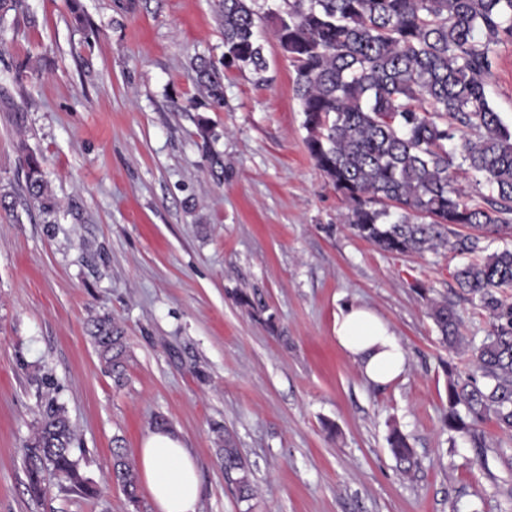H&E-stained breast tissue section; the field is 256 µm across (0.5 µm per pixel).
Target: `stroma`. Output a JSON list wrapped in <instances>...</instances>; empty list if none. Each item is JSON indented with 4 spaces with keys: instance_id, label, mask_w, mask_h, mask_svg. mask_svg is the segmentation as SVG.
Masks as SVG:
<instances>
[{
    "instance_id": "1",
    "label": "stroma",
    "mask_w": 512,
    "mask_h": 512,
    "mask_svg": "<svg viewBox=\"0 0 512 512\" xmlns=\"http://www.w3.org/2000/svg\"><path fill=\"white\" fill-rule=\"evenodd\" d=\"M224 60L217 0H21L0 21V512H155L112 478V449L136 458L162 419L195 457L200 512H512V432L486 421L484 457L448 432V374L470 351L440 341L428 298L455 305L466 336L489 320L460 297L462 257L380 251L306 147L294 71L265 42L268 82L227 70L224 107L190 78ZM32 63V77L14 72ZM489 99L512 125V44ZM219 134L224 181L207 173L199 123ZM41 158L60 205L42 223L25 195ZM256 291L264 313L241 306ZM347 303L387 320L407 356L395 382H368L337 344ZM107 314L126 336V380L87 332ZM51 379L53 389L43 386ZM67 409L74 458L97 494L46 473L26 488L24 450L47 395ZM221 424L250 471L241 498L218 458ZM421 468L406 478L387 437Z\"/></svg>"
}]
</instances>
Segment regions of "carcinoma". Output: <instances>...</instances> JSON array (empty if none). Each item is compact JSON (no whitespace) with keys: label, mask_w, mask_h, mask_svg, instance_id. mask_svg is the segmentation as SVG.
<instances>
[{"label":"carcinoma","mask_w":512,"mask_h":512,"mask_svg":"<svg viewBox=\"0 0 512 512\" xmlns=\"http://www.w3.org/2000/svg\"><path fill=\"white\" fill-rule=\"evenodd\" d=\"M272 35L294 68V92L304 116L307 152L348 203L342 222L387 253L446 249L479 255L487 233L512 234V126L490 104L487 84L497 48L512 43V0H283ZM257 0H219L224 68L204 57L192 62L193 81L208 106L224 108V70L249 69L265 80ZM209 174L224 182V156L210 150L219 134L200 126ZM25 192L42 222L55 223L57 203L41 162L26 159ZM480 179L463 185L457 173ZM466 228L462 233L458 228ZM459 290L480 303L490 330L480 344L462 336L448 300L429 315L450 349H471L475 369L448 382V430L484 447L481 424L494 418L512 431V248L488 254L453 274ZM89 334L115 383L124 379L126 346L109 316L91 320ZM220 433L227 479L243 498L252 488L232 437ZM402 471L419 470L413 448L397 430L388 438ZM65 407H40L27 443L28 488L43 491L53 472L72 489L93 488L72 456ZM112 477L138 503L137 476L121 445L112 449Z\"/></svg>","instance_id":"cac0c4a2"}]
</instances>
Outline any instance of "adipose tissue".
I'll return each mask as SVG.
<instances>
[{
	"mask_svg": "<svg viewBox=\"0 0 512 512\" xmlns=\"http://www.w3.org/2000/svg\"><path fill=\"white\" fill-rule=\"evenodd\" d=\"M334 333L338 345L358 362L369 382L386 385L404 373L405 352L389 322L372 309L361 304L341 308ZM138 459L141 482L156 512H199L197 465L176 432H149L141 442Z\"/></svg>",
	"mask_w": 512,
	"mask_h": 512,
	"instance_id": "adipose-tissue-1",
	"label": "adipose tissue"
}]
</instances>
